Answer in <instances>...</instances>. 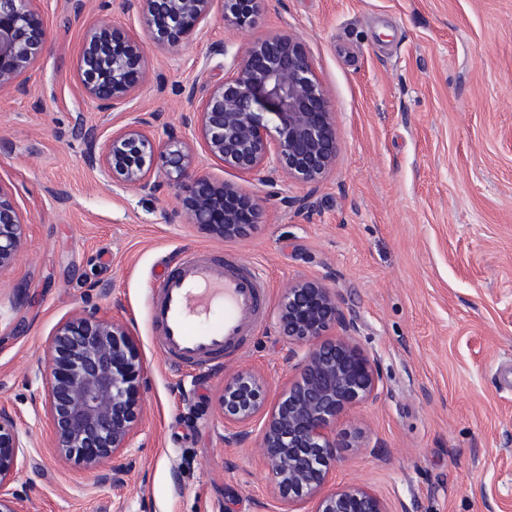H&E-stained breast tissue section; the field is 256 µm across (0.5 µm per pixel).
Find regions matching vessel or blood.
Wrapping results in <instances>:
<instances>
[{"mask_svg":"<svg viewBox=\"0 0 512 512\" xmlns=\"http://www.w3.org/2000/svg\"><path fill=\"white\" fill-rule=\"evenodd\" d=\"M265 306V285L251 268L205 249L162 272L147 319L166 364L203 368L240 348Z\"/></svg>","mask_w":512,"mask_h":512,"instance_id":"1","label":"vessel or blood"}]
</instances>
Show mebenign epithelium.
<instances>
[{"label": "benign epithelium", "instance_id": "1", "mask_svg": "<svg viewBox=\"0 0 512 512\" xmlns=\"http://www.w3.org/2000/svg\"><path fill=\"white\" fill-rule=\"evenodd\" d=\"M40 0H0V94L27 90L48 43ZM263 0H121L163 46L185 47L215 11L237 29H249ZM84 96L101 112L131 101L148 78L142 42L104 15L87 28L78 61ZM197 102L166 139L152 123L133 118L107 137L84 130L86 162L112 186L153 194L176 190L175 216L213 237L241 240L262 222L265 198L202 167L194 142L242 177L264 184L286 176L320 181L334 166V112L313 61L296 36L274 34L243 45L218 81L207 75L183 88ZM25 224L11 193L0 186V273L24 250ZM288 341L304 347L296 375L276 401L250 370L224 376L219 410L231 439L256 435L264 477L282 512H389L363 483L338 484L344 448H360L358 432H336L346 412L377 400L382 379L357 342V318L345 313L325 279L288 282L277 307ZM54 447L94 470L130 447L143 405L146 367L128 327L94 310H77L59 322L40 360ZM28 434L0 410V512H30L28 497L12 488L25 462Z\"/></svg>", "mask_w": 512, "mask_h": 512}]
</instances>
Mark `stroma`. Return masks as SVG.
Wrapping results in <instances>:
<instances>
[{"label": "stroma", "mask_w": 512, "mask_h": 512, "mask_svg": "<svg viewBox=\"0 0 512 512\" xmlns=\"http://www.w3.org/2000/svg\"><path fill=\"white\" fill-rule=\"evenodd\" d=\"M48 45L25 93L0 95V186L26 226L0 274V408L31 436L14 486L33 512H280L254 441L229 440L224 377L252 370L275 399L295 373L276 319L289 280L326 279L360 321L379 398L340 420L338 483L375 489L389 512H512V0H264L245 32L213 15L180 51L156 43L120 0H40ZM142 42L151 76L101 112L77 71L100 15ZM290 33L333 106L336 164L318 183L278 178L240 241L175 215L173 189H119L85 161L101 135L152 119L165 139L194 105L182 89L222 78L250 39ZM223 46L220 55L213 46ZM308 199L305 210L284 198ZM197 247L267 276L271 307L223 365L178 371L160 357L146 305L160 263ZM123 321L147 365L143 415L120 461L86 471L58 455L35 377L55 326L84 306Z\"/></svg>", "instance_id": "35a3bbf8"}]
</instances>
